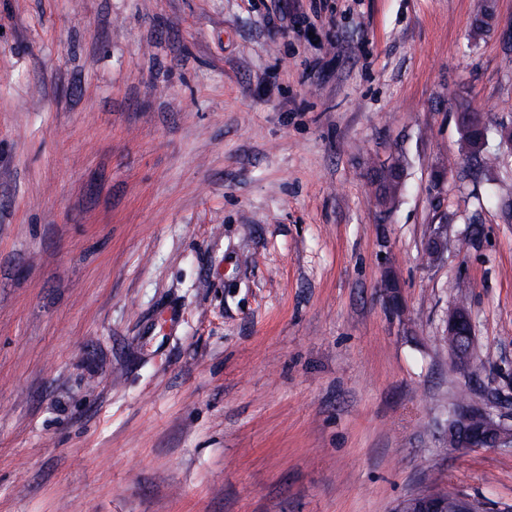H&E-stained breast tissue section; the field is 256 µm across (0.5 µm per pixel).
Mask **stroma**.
I'll list each match as a JSON object with an SVG mask.
<instances>
[{
  "instance_id": "1",
  "label": "stroma",
  "mask_w": 512,
  "mask_h": 512,
  "mask_svg": "<svg viewBox=\"0 0 512 512\" xmlns=\"http://www.w3.org/2000/svg\"><path fill=\"white\" fill-rule=\"evenodd\" d=\"M474 3L0 0V512L512 501V453L448 445L512 370V0ZM403 166L398 161L394 167H381L374 174L379 197L385 205H391L397 198L402 184ZM448 249L447 225L441 224L428 238L423 261L426 265L433 266L441 261ZM448 337L456 339L451 355L457 367L470 369L474 364V336L470 313L463 304L456 303L448 311ZM472 512H489L488 503L473 497ZM471 497L461 491L424 490L399 501L393 512H471Z\"/></svg>"
}]
</instances>
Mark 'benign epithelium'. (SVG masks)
Segmentation results:
<instances>
[{
	"label": "benign epithelium",
	"mask_w": 512,
	"mask_h": 512,
	"mask_svg": "<svg viewBox=\"0 0 512 512\" xmlns=\"http://www.w3.org/2000/svg\"><path fill=\"white\" fill-rule=\"evenodd\" d=\"M448 249L447 225L441 224L428 238L423 261L433 266ZM448 337L458 341L451 355L457 367L470 369L474 364L472 319L462 304L448 311ZM450 421L460 428L456 447L478 449L483 445L512 450V395H490L483 401L470 396L459 397ZM393 512H471V497L461 491L424 490L399 501Z\"/></svg>",
	"instance_id": "benign-epithelium-1"
}]
</instances>
